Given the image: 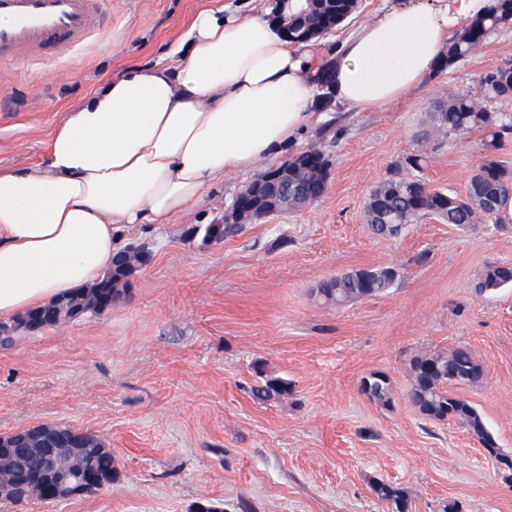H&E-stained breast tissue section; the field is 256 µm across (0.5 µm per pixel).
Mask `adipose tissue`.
<instances>
[{
    "label": "adipose tissue",
    "mask_w": 512,
    "mask_h": 512,
    "mask_svg": "<svg viewBox=\"0 0 512 512\" xmlns=\"http://www.w3.org/2000/svg\"><path fill=\"white\" fill-rule=\"evenodd\" d=\"M490 0H396L334 53L337 104L377 110L420 87L454 34ZM175 65L126 66L54 126L42 162L0 166V319L95 283L115 235L190 213L312 126L322 94L312 45L268 10L207 0Z\"/></svg>",
    "instance_id": "adipose-tissue-1"
}]
</instances>
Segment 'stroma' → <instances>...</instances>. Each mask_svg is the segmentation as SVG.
<instances>
[{"instance_id": "1", "label": "stroma", "mask_w": 512, "mask_h": 512, "mask_svg": "<svg viewBox=\"0 0 512 512\" xmlns=\"http://www.w3.org/2000/svg\"><path fill=\"white\" fill-rule=\"evenodd\" d=\"M204 0H109L101 37L74 53L0 70V165L40 160L64 112L129 64L170 65L171 50ZM390 0H362L342 30L317 45L327 62ZM512 64V26L459 65L431 73L415 93L370 112L325 111L300 147L330 161L328 188L310 206L243 225L223 242L191 237L223 219L253 178L213 184L189 217L123 232L120 247L150 254L102 312L0 344V434L53 423L100 436L115 480L61 502L0 501V512H392L377 481L403 488L409 512H512V484L470 431L431 423L410 407L407 362L416 353L468 348L483 383L458 394L512 454V288L477 295L486 263L512 264V223L457 227L428 216L396 239L375 236L364 211L393 171L431 188L463 189L485 151L481 132L424 139L436 103L477 94L481 72ZM424 158L421 170L407 157ZM397 266L387 293L336 307L320 282L359 267ZM385 374L391 405L360 391ZM288 397L260 403L261 376ZM290 393L291 387L288 381L281 378L262 379L251 389L253 398L261 402L280 399Z\"/></svg>"}]
</instances>
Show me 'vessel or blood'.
<instances>
[{
	"label": "vessel or blood",
	"mask_w": 512,
	"mask_h": 512,
	"mask_svg": "<svg viewBox=\"0 0 512 512\" xmlns=\"http://www.w3.org/2000/svg\"><path fill=\"white\" fill-rule=\"evenodd\" d=\"M105 15L104 0H0V65L80 49Z\"/></svg>",
	"instance_id": "vessel-or-blood-1"
}]
</instances>
